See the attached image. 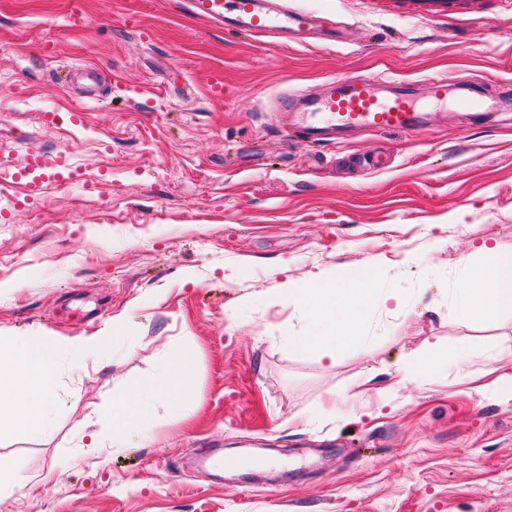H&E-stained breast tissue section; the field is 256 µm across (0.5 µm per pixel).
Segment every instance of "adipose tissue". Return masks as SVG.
Masks as SVG:
<instances>
[{
    "mask_svg": "<svg viewBox=\"0 0 512 512\" xmlns=\"http://www.w3.org/2000/svg\"><path fill=\"white\" fill-rule=\"evenodd\" d=\"M487 253V263L475 271L460 295L461 318L477 320L488 314L512 312V246L495 245ZM283 293L310 317L307 332L293 337L294 346L300 350L316 349L322 358L331 361L370 296L362 281L347 283L331 273L310 285L287 283ZM109 343L106 336L49 345L30 336L12 337L7 347L0 350V424H10L27 435L51 434L59 361L83 364L103 356ZM186 357L184 349H173L167 367L156 378L113 399L111 430L88 432L84 450L91 453L99 448H125L138 440H156L151 423L155 406L173 398L188 401L199 396Z\"/></svg>",
    "mask_w": 512,
    "mask_h": 512,
    "instance_id": "adipose-tissue-1",
    "label": "adipose tissue"
}]
</instances>
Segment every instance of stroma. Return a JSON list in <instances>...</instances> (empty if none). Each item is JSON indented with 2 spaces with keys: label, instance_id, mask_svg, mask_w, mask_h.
Here are the masks:
<instances>
[{
  "label": "stroma",
  "instance_id": "obj_1",
  "mask_svg": "<svg viewBox=\"0 0 512 512\" xmlns=\"http://www.w3.org/2000/svg\"><path fill=\"white\" fill-rule=\"evenodd\" d=\"M281 4L336 41L245 35L185 0H0V338L122 327L104 358L59 364L51 438L0 429L38 482L0 512H512V314L457 312L466 263L512 246V0ZM432 73L450 102L417 133L284 132L295 91ZM37 148L76 180L27 196L13 174ZM326 273L372 289L332 362L289 347L307 320L270 301ZM174 345L200 402L156 406L157 442L80 457L82 428H111ZM428 347L442 364L413 373ZM365 376L376 396L343 400Z\"/></svg>",
  "mask_w": 512,
  "mask_h": 512
}]
</instances>
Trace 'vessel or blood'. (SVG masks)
<instances>
[{"mask_svg": "<svg viewBox=\"0 0 512 512\" xmlns=\"http://www.w3.org/2000/svg\"><path fill=\"white\" fill-rule=\"evenodd\" d=\"M189 6L200 18L252 35L283 31L300 40L321 23L320 16L286 10L276 5L275 0H189ZM378 84V79L373 77L330 79L328 91L308 108L311 119L301 131V139L317 141L329 130L411 132L418 129L423 105L412 85L402 84L396 93L383 96L378 92ZM62 167L60 154H32L26 168L30 192H39L45 181H64Z\"/></svg>", "mask_w": 512, "mask_h": 512, "instance_id": "obj_1", "label": "vessel or blood"}]
</instances>
